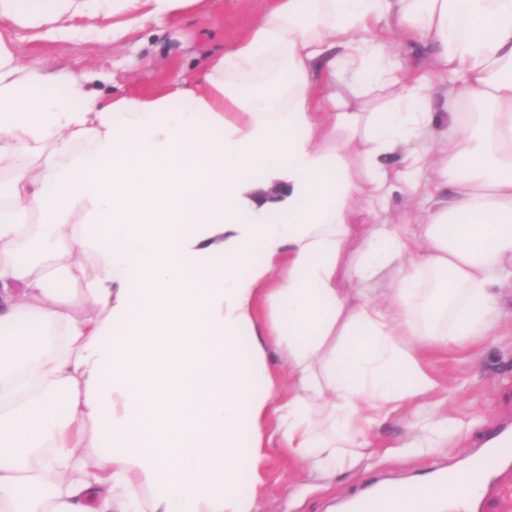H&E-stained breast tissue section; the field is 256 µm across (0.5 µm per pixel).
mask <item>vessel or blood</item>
<instances>
[{
  "instance_id": "obj_1",
  "label": "vessel or blood",
  "mask_w": 512,
  "mask_h": 512,
  "mask_svg": "<svg viewBox=\"0 0 512 512\" xmlns=\"http://www.w3.org/2000/svg\"><path fill=\"white\" fill-rule=\"evenodd\" d=\"M487 449L477 464L440 474L437 487L420 482L415 494L401 502L402 512H476L478 489L495 484L512 466V427L503 425L483 439Z\"/></svg>"
}]
</instances>
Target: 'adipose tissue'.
Here are the masks:
<instances>
[{"label": "adipose tissue", "instance_id": "1", "mask_svg": "<svg viewBox=\"0 0 512 512\" xmlns=\"http://www.w3.org/2000/svg\"><path fill=\"white\" fill-rule=\"evenodd\" d=\"M206 2L0 0V25L62 38L87 16L121 41ZM379 23L457 80L446 128L428 84L397 86ZM340 69L392 98L352 106L319 80ZM0 167V512H257L273 436L330 481L433 390L427 352L499 324L512 0H271L202 75L105 101L0 35ZM394 180L426 222L371 224L346 260L359 198Z\"/></svg>", "mask_w": 512, "mask_h": 512}]
</instances>
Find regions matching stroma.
Instances as JSON below:
<instances>
[{"mask_svg": "<svg viewBox=\"0 0 512 512\" xmlns=\"http://www.w3.org/2000/svg\"><path fill=\"white\" fill-rule=\"evenodd\" d=\"M268 0H214L209 14L183 10L173 18L147 24L120 43L108 31L87 36L85 19L71 22L66 41L34 37L15 28L21 62L62 75L109 76L105 95L141 96L156 92L177 77H191L223 53L230 36L244 33L262 15ZM497 335L477 348L456 347L427 355L426 368L437 386L424 401L394 412L370 432L371 446L360 465L337 473L324 486L302 477L286 450L272 442L266 472V496L260 512H333L334 505L363 489L377 475L395 484L412 475L471 456L494 425L512 419V297L504 299ZM447 418L436 448L412 455V429L431 415Z\"/></svg>", "mask_w": 512, "mask_h": 512, "instance_id": "1", "label": "stroma"}]
</instances>
